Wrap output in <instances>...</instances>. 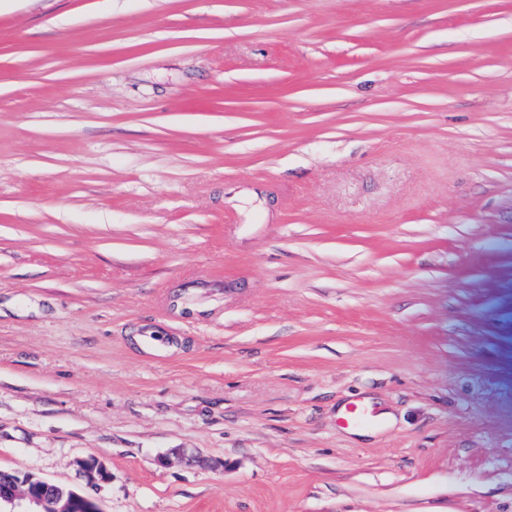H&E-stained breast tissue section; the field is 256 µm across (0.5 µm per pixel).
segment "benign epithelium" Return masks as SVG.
I'll return each mask as SVG.
<instances>
[{
  "label": "benign epithelium",
  "mask_w": 512,
  "mask_h": 512,
  "mask_svg": "<svg viewBox=\"0 0 512 512\" xmlns=\"http://www.w3.org/2000/svg\"><path fill=\"white\" fill-rule=\"evenodd\" d=\"M80 468L91 482L108 475L106 468L94 458L81 460ZM27 484V480L16 475L0 485V509L7 506V512H100L93 500L79 493L65 496L58 486L42 480L37 481L34 491L26 489Z\"/></svg>",
  "instance_id": "1"
}]
</instances>
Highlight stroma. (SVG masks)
<instances>
[{
	"label": "stroma",
	"mask_w": 512,
	"mask_h": 512,
	"mask_svg": "<svg viewBox=\"0 0 512 512\" xmlns=\"http://www.w3.org/2000/svg\"><path fill=\"white\" fill-rule=\"evenodd\" d=\"M0 469L512 512V0H0Z\"/></svg>",
	"instance_id": "35a3bbf8"
}]
</instances>
